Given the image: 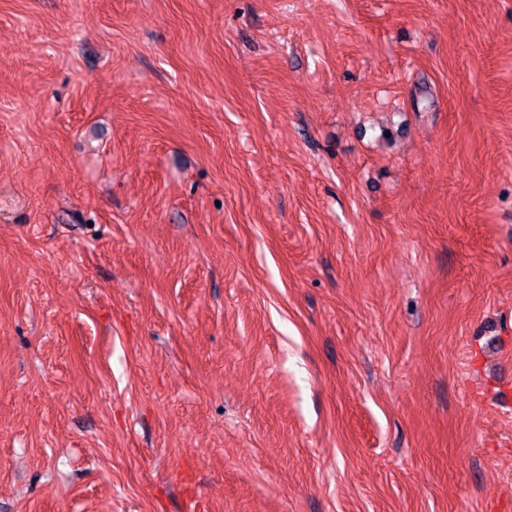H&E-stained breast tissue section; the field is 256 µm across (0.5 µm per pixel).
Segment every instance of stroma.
<instances>
[{
  "mask_svg": "<svg viewBox=\"0 0 512 512\" xmlns=\"http://www.w3.org/2000/svg\"><path fill=\"white\" fill-rule=\"evenodd\" d=\"M512 0H0V512L512 504Z\"/></svg>",
  "mask_w": 512,
  "mask_h": 512,
  "instance_id": "1",
  "label": "stroma"
}]
</instances>
